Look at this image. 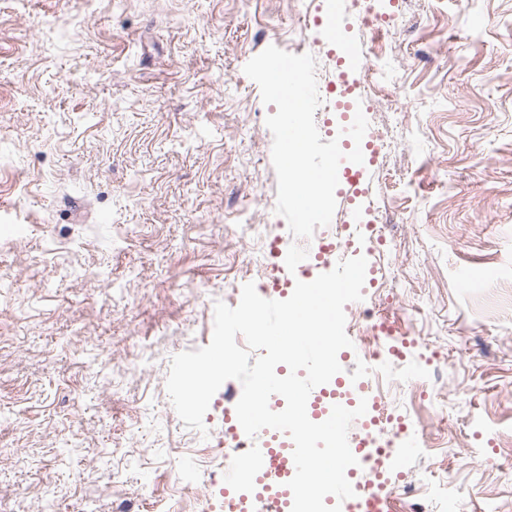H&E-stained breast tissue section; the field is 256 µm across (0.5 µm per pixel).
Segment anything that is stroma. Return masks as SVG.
Returning a JSON list of instances; mask_svg holds the SVG:
<instances>
[{
    "mask_svg": "<svg viewBox=\"0 0 512 512\" xmlns=\"http://www.w3.org/2000/svg\"><path fill=\"white\" fill-rule=\"evenodd\" d=\"M0 0V512H204L226 381L186 428L173 355L214 304L307 247L275 212L268 46L337 74L373 162L345 225L375 270L346 305L350 375L386 382L380 469L415 426L392 512H512V0ZM385 30H365V11ZM386 322L400 355L362 356Z\"/></svg>",
    "mask_w": 512,
    "mask_h": 512,
    "instance_id": "stroma-1",
    "label": "stroma"
}]
</instances>
